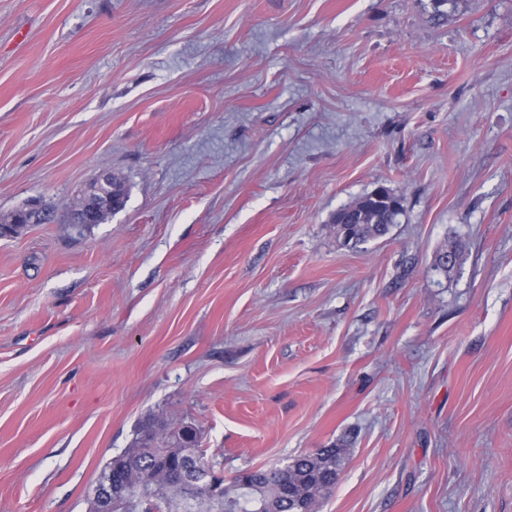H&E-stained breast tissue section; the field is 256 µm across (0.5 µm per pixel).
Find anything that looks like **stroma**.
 <instances>
[{"label": "stroma", "instance_id": "stroma-1", "mask_svg": "<svg viewBox=\"0 0 512 512\" xmlns=\"http://www.w3.org/2000/svg\"><path fill=\"white\" fill-rule=\"evenodd\" d=\"M446 10L0 0V214H55L0 239V512H88L150 413L228 478L347 440L316 512H512V0ZM385 188V187H384ZM403 198L389 189L372 192L358 198L336 213V241L340 246L356 248L366 242L389 234L393 224L403 213ZM346 210L357 215L358 224H338Z\"/></svg>", "mask_w": 512, "mask_h": 512}]
</instances>
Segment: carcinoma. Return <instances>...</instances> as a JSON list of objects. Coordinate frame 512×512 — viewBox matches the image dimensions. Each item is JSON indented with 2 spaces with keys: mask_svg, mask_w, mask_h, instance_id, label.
I'll return each instance as SVG.
<instances>
[{
  "mask_svg": "<svg viewBox=\"0 0 512 512\" xmlns=\"http://www.w3.org/2000/svg\"><path fill=\"white\" fill-rule=\"evenodd\" d=\"M403 198L383 189L346 207L357 224L336 225L339 245L356 248L389 234L403 213ZM346 444L335 443L270 469H257L222 479V498L181 476L187 449L200 451V435L192 423L155 430L151 418L135 427L131 445L105 463L101 477L112 476L116 512H295L317 504L339 480Z\"/></svg>",
  "mask_w": 512,
  "mask_h": 512,
  "instance_id": "cac0c4a2",
  "label": "carcinoma"
}]
</instances>
